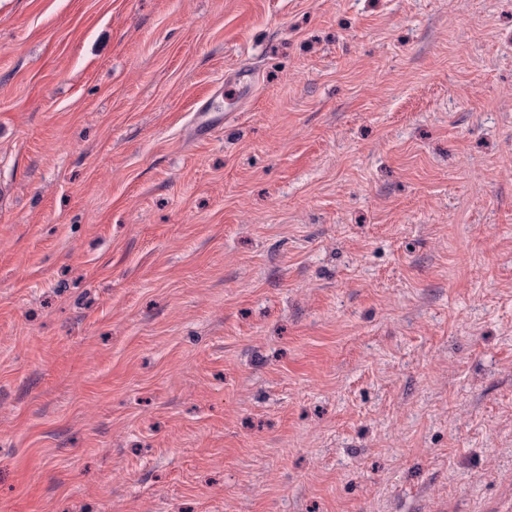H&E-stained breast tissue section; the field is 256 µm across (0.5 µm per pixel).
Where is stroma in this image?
<instances>
[{
    "mask_svg": "<svg viewBox=\"0 0 512 512\" xmlns=\"http://www.w3.org/2000/svg\"><path fill=\"white\" fill-rule=\"evenodd\" d=\"M0 512H512V0H0Z\"/></svg>",
    "mask_w": 512,
    "mask_h": 512,
    "instance_id": "35a3bbf8",
    "label": "stroma"
}]
</instances>
